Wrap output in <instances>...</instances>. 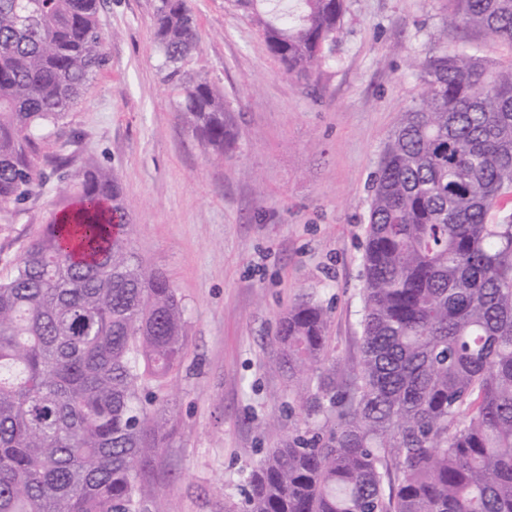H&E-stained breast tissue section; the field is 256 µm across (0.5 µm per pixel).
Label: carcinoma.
<instances>
[{
  "instance_id": "1",
  "label": "carcinoma",
  "mask_w": 512,
  "mask_h": 512,
  "mask_svg": "<svg viewBox=\"0 0 512 512\" xmlns=\"http://www.w3.org/2000/svg\"><path fill=\"white\" fill-rule=\"evenodd\" d=\"M291 77L332 61L345 0H233ZM451 23L512 44V0H450ZM100 0H0V210L36 195L41 142L106 64ZM177 111L224 164V97L184 69L201 34L158 0ZM422 91L380 157L363 253L362 343L345 384L328 312L283 315L274 367L319 432L266 452L239 512H512V67L419 62ZM119 175L77 192L0 280V512H148L169 438L152 384L181 367L183 307L129 249Z\"/></svg>"
}]
</instances>
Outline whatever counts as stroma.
<instances>
[{
	"instance_id": "35a3bbf8",
	"label": "stroma",
	"mask_w": 512,
	"mask_h": 512,
	"mask_svg": "<svg viewBox=\"0 0 512 512\" xmlns=\"http://www.w3.org/2000/svg\"><path fill=\"white\" fill-rule=\"evenodd\" d=\"M201 41L189 68L224 97L234 145L214 165L181 123L154 41L156 0H104L106 66L43 142L44 183L0 212V276L59 209L87 164L121 178L130 246L181 298L187 351L153 391L171 435L151 467L149 512H224L267 449L317 428L272 369L283 314L329 315L337 369L360 355L370 186L421 91L418 61L460 47L502 65L512 46L449 25V0H346L336 62L305 83L284 74L228 0H189ZM66 158L65 174L55 170Z\"/></svg>"
}]
</instances>
